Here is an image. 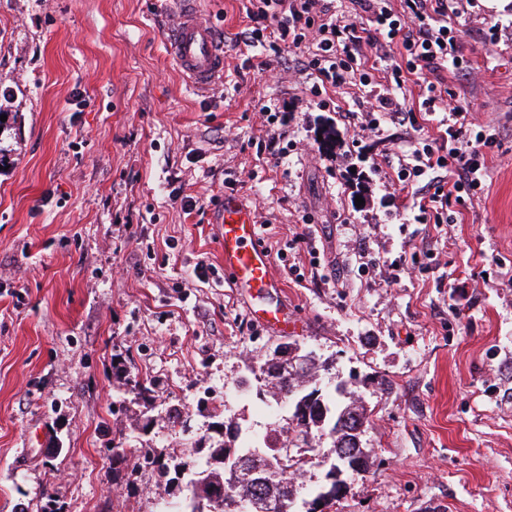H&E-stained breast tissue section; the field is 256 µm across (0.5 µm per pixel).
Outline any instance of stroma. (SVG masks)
<instances>
[{
    "label": "stroma",
    "instance_id": "35a3bbf8",
    "mask_svg": "<svg viewBox=\"0 0 512 512\" xmlns=\"http://www.w3.org/2000/svg\"><path fill=\"white\" fill-rule=\"evenodd\" d=\"M198 6L234 68L202 95L166 51L174 0H0V512H160L216 424L265 427L263 404L232 390L288 341L332 362L323 392L348 382L371 412L368 469L344 473L339 512H512V280L495 264L512 261V0L458 4L449 87L498 146L439 231L408 222L385 160L410 127L357 131L339 106L365 89L313 97L295 52L233 46L240 0ZM267 101L283 123L264 125ZM276 133L291 151L264 163ZM229 177L269 224L287 331L224 285L213 212ZM175 187L202 212L172 204Z\"/></svg>",
    "mask_w": 512,
    "mask_h": 512
}]
</instances>
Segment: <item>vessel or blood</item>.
Listing matches in <instances>:
<instances>
[{
	"mask_svg": "<svg viewBox=\"0 0 512 512\" xmlns=\"http://www.w3.org/2000/svg\"><path fill=\"white\" fill-rule=\"evenodd\" d=\"M166 44L168 52L185 73L190 87L206 93L224 74V53L213 27L204 21L195 0H182ZM219 240L224 248V281L235 291L279 288L267 250L259 239L253 210L235 194L228 193L219 209Z\"/></svg>",
	"mask_w": 512,
	"mask_h": 512,
	"instance_id": "1",
	"label": "vessel or blood"
}]
</instances>
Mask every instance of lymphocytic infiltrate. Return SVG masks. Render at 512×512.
<instances>
[{"mask_svg": "<svg viewBox=\"0 0 512 512\" xmlns=\"http://www.w3.org/2000/svg\"><path fill=\"white\" fill-rule=\"evenodd\" d=\"M456 0H403L401 10L375 8L373 0H354L358 13L368 16L371 30H364L357 15L340 16L334 0H248L247 26L233 42L250 48L295 50L315 43L314 53L300 61L310 76V92L359 82L375 87L370 125L388 120L410 125L414 131L410 150L398 157L396 176L403 187L414 188L413 220L442 225L465 203V195L482 188L494 139L474 132L468 104L450 96L447 87L430 81L431 73L448 62L454 39L448 34V13ZM378 46L386 62L389 81L377 83L363 48ZM422 85L417 107L401 103L409 80Z\"/></svg>", "mask_w": 512, "mask_h": 512, "instance_id": "1", "label": "lymphocytic infiltrate"}]
</instances>
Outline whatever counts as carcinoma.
<instances>
[{
    "instance_id": "cac0c4a2",
    "label": "carcinoma",
    "mask_w": 512,
    "mask_h": 512,
    "mask_svg": "<svg viewBox=\"0 0 512 512\" xmlns=\"http://www.w3.org/2000/svg\"><path fill=\"white\" fill-rule=\"evenodd\" d=\"M318 368L314 352L302 362L292 363L278 358L259 366L265 376L264 384L256 390L261 399L270 397L278 410L286 411L279 431L285 440L272 442L267 435H259L230 419L224 422V434L208 448L193 449L195 457L184 464L193 478L186 484L185 499L177 512H200L197 504L203 502L209 512H234L231 506L245 500L247 512H283L285 501L296 495L293 485L284 480L282 472L266 468L263 455L278 453L291 461L290 467L304 472L310 459L297 453L309 447L314 437L331 442L333 459L323 461L328 467L325 477L330 488H316L315 496L295 504L289 512H318L314 505L323 503L324 512H335L339 499L329 496L336 486V468L344 466L356 475L366 471V458L360 436L367 423L365 407L351 396V392L337 385L327 396L316 384L306 383L312 370ZM235 448L239 466L215 456L218 448Z\"/></svg>"
}]
</instances>
